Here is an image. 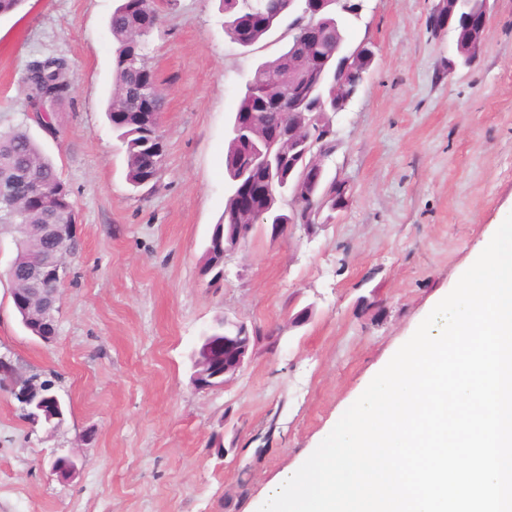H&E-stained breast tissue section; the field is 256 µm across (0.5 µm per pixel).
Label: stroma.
<instances>
[{
  "label": "stroma",
  "mask_w": 512,
  "mask_h": 512,
  "mask_svg": "<svg viewBox=\"0 0 512 512\" xmlns=\"http://www.w3.org/2000/svg\"><path fill=\"white\" fill-rule=\"evenodd\" d=\"M438 2L361 0L349 42L375 58L322 159L347 206L309 231L256 228L216 285L202 269L231 123L287 24L247 51L220 0H162L148 62L167 94L165 155L157 183L135 189L106 116L118 0H25L0 18V130L23 126L53 159L80 240L47 345L14 310L16 248L0 236V355L67 406L59 428L34 425L0 387V512H258L313 453L512 213V0H489L468 66L429 25ZM48 54L68 59L73 85L45 127L24 77ZM219 318L261 339L238 375L199 391L190 356ZM70 453L83 465L59 480L50 462Z\"/></svg>",
  "instance_id": "stroma-1"
}]
</instances>
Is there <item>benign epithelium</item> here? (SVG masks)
Segmentation results:
<instances>
[{
	"label": "benign epithelium",
	"mask_w": 512,
	"mask_h": 512,
	"mask_svg": "<svg viewBox=\"0 0 512 512\" xmlns=\"http://www.w3.org/2000/svg\"><path fill=\"white\" fill-rule=\"evenodd\" d=\"M487 21V14L464 15L455 19L451 11L442 8L437 9L432 16V26L442 32L453 29L456 34V43L467 44L471 58L478 59L483 50V33ZM288 33L294 37V44L300 45L305 41L315 38L319 29L306 23L303 18H294L288 25ZM367 46L360 44L351 49L348 41L340 42L336 48V85L350 90V93L342 100V104H348L358 92V75L349 67L351 60ZM318 72L307 64L306 57L296 54L290 57L288 64V111L293 112L300 104L296 96V88L303 86L317 77ZM129 105L137 110L149 112L152 110V92L141 87L128 96ZM315 127V133H309L302 138L304 155L308 161L304 162L303 169L306 177L302 178L295 188L289 193L292 206L297 207L304 199H312L309 188L315 185L321 178L323 167L320 162L321 155L325 152L324 145L328 135L321 134L320 126L309 123ZM231 135L244 147L242 151L241 171L236 178V211L242 215L261 216L254 204L256 186L246 183L247 174L253 168H262L268 175H273L275 161L281 142L285 139L279 129L262 127L257 120L255 112H237L231 128ZM37 232L47 240L49 248L41 254L24 273L25 287L14 288L11 291L14 307L24 310L29 320L42 324L56 323V313L59 310V287L47 286L48 278H54L56 282L66 280L65 257L72 254L76 248L77 225L75 224H41ZM247 231L240 225L235 226V231L224 238V241H216V244H224V254L237 250ZM250 333L242 323L224 322V350L228 357L221 366L214 365L211 356L201 359L198 372L192 375V384L198 391H207L224 385L227 378L240 372L250 354ZM40 380L33 378L24 382L22 378H14L15 393L24 405L25 412L32 421H42L56 428L60 426L64 418L61 415H51L46 412L47 400H52L55 408H60V399L57 395L50 397L41 395ZM80 459L72 455L58 456L52 463L51 472L61 479H69L79 470Z\"/></svg>",
	"instance_id": "obj_1"
}]
</instances>
